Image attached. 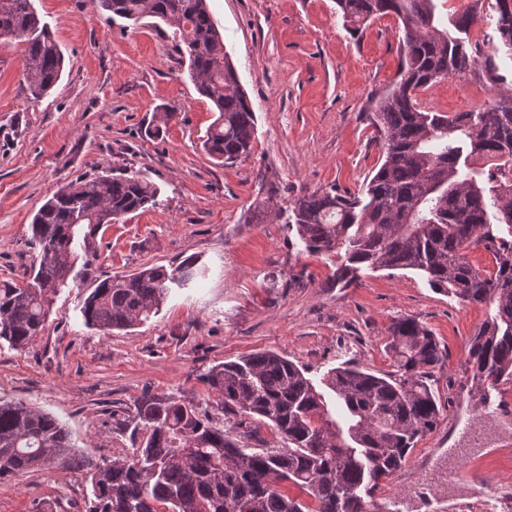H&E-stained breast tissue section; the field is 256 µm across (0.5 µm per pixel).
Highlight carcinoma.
Here are the masks:
<instances>
[{"label": "carcinoma", "mask_w": 512, "mask_h": 512, "mask_svg": "<svg viewBox=\"0 0 512 512\" xmlns=\"http://www.w3.org/2000/svg\"><path fill=\"white\" fill-rule=\"evenodd\" d=\"M495 0L497 32L512 43V10ZM101 8L138 22L156 18L173 27L197 92L218 117L203 146L224 165L247 158L257 134L255 111L224 50L207 0H97ZM482 0H471L441 24L438 0H336L353 34L369 21L394 15L401 24L399 80L377 102L372 124L382 163L361 193L336 186L303 193L289 206L288 223L315 254H336L332 283L347 288L360 272L414 270L441 293L488 308L469 340L472 379L491 387L512 379V96L465 112H435L417 97L449 75L485 69L497 82L492 58L456 33L469 30ZM24 45L23 80L37 99L61 78L64 55L32 0H0V34ZM266 190L253 213L272 214L278 184L262 173ZM161 189L131 169L79 179L47 198L33 218L37 249L23 285L0 284V344L25 349L45 328L54 297L75 282L79 260L89 266L94 225L121 221L160 204ZM491 251L496 268L484 272L466 257L472 245ZM190 256L177 265H144L128 275L99 277L84 299L86 325L127 330L157 316L171 288L205 278ZM386 350L395 371L378 376L339 366L323 378L336 395L341 421L293 361L264 351L217 364L204 375L216 409L234 416L223 425L193 400L145 395L113 420L129 434L132 451L97 461L75 451L68 430L31 404L0 401V480L38 469L79 471L90 487L85 512H373L372 491L406 462L433 431L440 409L429 383L447 359L415 317L395 320ZM279 435L283 448L248 446L258 425ZM335 431H330L329 425Z\"/></svg>", "instance_id": "carcinoma-1"}]
</instances>
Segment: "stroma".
I'll list each match as a JSON object with an SVG mask.
<instances>
[{"mask_svg":"<svg viewBox=\"0 0 512 512\" xmlns=\"http://www.w3.org/2000/svg\"><path fill=\"white\" fill-rule=\"evenodd\" d=\"M65 56L56 87L29 96L22 47L0 43V282L25 283L36 252L30 224L45 198L106 166L147 172L163 203L103 225L89 274L56 295L42 335L27 349L0 345V400L21 401L65 425L78 452L96 459L128 453L112 414L144 393L210 408L202 377L214 365L273 351L305 368L313 383L341 363L391 371L387 328L413 316L432 330L448 359L433 371L441 411L407 463L383 481L377 507L399 512H479L489 491L512 501V380L492 388L501 412L479 408L482 393L465 358L488 316L408 270L365 272L332 286L335 256L305 252L284 218L250 216L264 198L260 173L280 188V208L331 185L360 192L381 162L371 109L395 80L400 24L391 15L351 36L335 0H209L224 46L257 118L251 155L213 160L202 138L215 120L177 51L172 26L113 18L96 0H33ZM495 55L502 79L447 77L418 99L437 112L478 110L512 90V57ZM174 112L146 136L158 112ZM189 255L209 266L202 286L170 293L158 316L104 333L81 308L95 279ZM301 287H288L289 277ZM460 458L471 472L465 494L435 486L436 458ZM82 474L31 471L0 482V512H83Z\"/></svg>","mask_w":512,"mask_h":512,"instance_id":"35a3bbf8","label":"stroma"}]
</instances>
